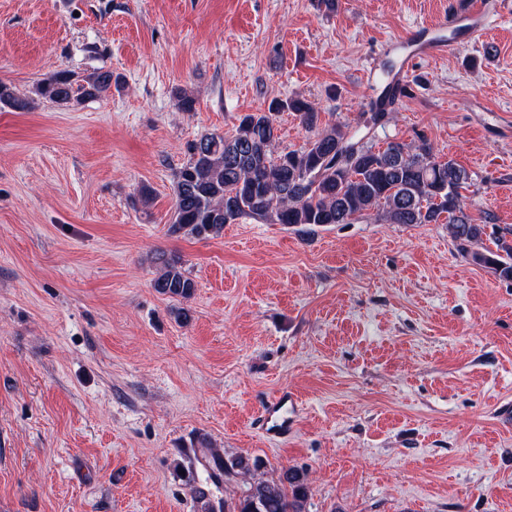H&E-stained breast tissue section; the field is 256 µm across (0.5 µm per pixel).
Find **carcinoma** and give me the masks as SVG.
Returning a JSON list of instances; mask_svg holds the SVG:
<instances>
[{"label":"carcinoma","mask_w":512,"mask_h":512,"mask_svg":"<svg viewBox=\"0 0 512 512\" xmlns=\"http://www.w3.org/2000/svg\"><path fill=\"white\" fill-rule=\"evenodd\" d=\"M112 71L99 69L85 76L61 70L41 80L34 95L60 106L112 92ZM397 88L388 84L370 104L369 121L376 125L389 115ZM33 98L17 94L0 82V104L23 112ZM291 112L310 133L300 150L277 146V117ZM187 161L175 172L173 222L169 231L193 236L217 235L224 225L250 217L269 224H350L375 215L388 224H448L463 246L476 242L484 225L474 223L463 191L469 173L453 160H442L430 142L411 146L390 141L375 151L360 132L340 124L324 125L308 101L272 98L267 107L238 118L233 134L209 133L187 143ZM471 260L498 276L512 279V253L473 252ZM155 290L175 300L193 297L196 284L181 258L157 257ZM226 474L243 479L237 501L218 506L204 489L196 498L204 512H305L309 493L307 472L289 468L274 479L261 473L263 463L245 456L222 461Z\"/></svg>","instance_id":"carcinoma-1"}]
</instances>
